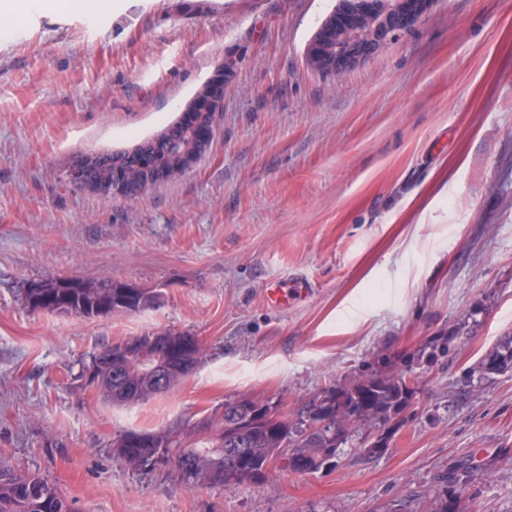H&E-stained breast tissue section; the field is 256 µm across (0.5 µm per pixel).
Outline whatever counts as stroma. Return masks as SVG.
<instances>
[{"label": "stroma", "mask_w": 512, "mask_h": 512, "mask_svg": "<svg viewBox=\"0 0 512 512\" xmlns=\"http://www.w3.org/2000/svg\"><path fill=\"white\" fill-rule=\"evenodd\" d=\"M337 0H99L0 30V463L77 512H512V0H435L415 31L332 81L305 47ZM209 151L133 199L69 182L81 153L134 147L218 66ZM159 288L94 319L31 310L50 277ZM283 288L270 302L269 287ZM201 359L115 405L82 381L96 348L158 330ZM412 366L384 451L273 465L258 486L191 489L113 453L245 395L296 411L329 386Z\"/></svg>", "instance_id": "35a3bbf8"}]
</instances>
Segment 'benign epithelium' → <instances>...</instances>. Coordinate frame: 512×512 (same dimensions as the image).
<instances>
[{
	"label": "benign epithelium",
	"mask_w": 512,
	"mask_h": 512,
	"mask_svg": "<svg viewBox=\"0 0 512 512\" xmlns=\"http://www.w3.org/2000/svg\"><path fill=\"white\" fill-rule=\"evenodd\" d=\"M436 0H340L307 44V54L314 66L340 77L370 56L409 34ZM209 95L205 104L207 112L198 113L191 103L182 114V122L189 120L202 125L195 136L194 153L181 157L182 167L190 169L209 149L219 112L224 107V68L217 69L208 79ZM164 144L159 137H152L138 145L142 157V186L147 189L168 177L167 168L158 161L156 149ZM166 145V144H164ZM171 154L178 155L174 143L166 145ZM125 174L118 158L112 161V180L94 185L107 195L125 194Z\"/></svg>",
	"instance_id": "benign-epithelium-1"
}]
</instances>
